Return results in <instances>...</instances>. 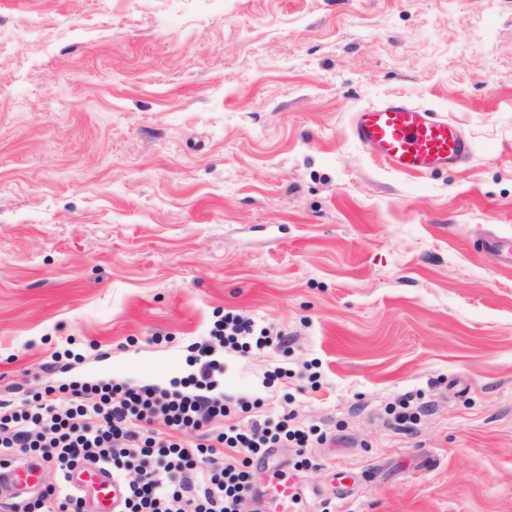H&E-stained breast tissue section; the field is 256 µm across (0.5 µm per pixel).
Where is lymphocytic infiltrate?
Wrapping results in <instances>:
<instances>
[{"label": "lymphocytic infiltrate", "mask_w": 512, "mask_h": 512, "mask_svg": "<svg viewBox=\"0 0 512 512\" xmlns=\"http://www.w3.org/2000/svg\"><path fill=\"white\" fill-rule=\"evenodd\" d=\"M267 330L253 320L226 313L200 344L193 391L155 390L148 386L93 384L75 386L67 403L55 399L21 405L0 403V468L21 456L36 455L57 473L70 474L85 461L110 467L123 482L122 512H266L264 495L250 479L253 464L266 463L273 448L295 450L299 464L314 439L296 424L293 414H252L245 425L218 429L230 413L222 396L208 393L215 369L214 342L241 353L252 337ZM162 418L163 429L152 428ZM197 442H187V435ZM7 512H85L81 496L57 484L45 485L34 498L6 505Z\"/></svg>", "instance_id": "obj_1"}]
</instances>
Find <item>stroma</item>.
Returning <instances> with one entry per match:
<instances>
[{"instance_id":"stroma-1","label":"stroma","mask_w":512,"mask_h":512,"mask_svg":"<svg viewBox=\"0 0 512 512\" xmlns=\"http://www.w3.org/2000/svg\"><path fill=\"white\" fill-rule=\"evenodd\" d=\"M472 142L417 177L352 112ZM512 0H0V401L170 389L216 348L230 405L328 441L304 512H512ZM427 403L412 428L401 399ZM356 142L391 168L422 175L471 156L470 141L443 115L402 99L368 105L354 113Z\"/></svg>"}]
</instances>
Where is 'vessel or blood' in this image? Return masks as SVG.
Here are the masks:
<instances>
[{
    "label": "vessel or blood",
    "instance_id": "b4317fda",
    "mask_svg": "<svg viewBox=\"0 0 512 512\" xmlns=\"http://www.w3.org/2000/svg\"><path fill=\"white\" fill-rule=\"evenodd\" d=\"M351 133L366 152L408 175L452 166L471 155L469 140L446 115L402 99L361 108L351 119ZM43 470L42 462L31 459L9 471L0 469V499L41 489ZM70 485L84 494L88 512H120L124 486L106 468L80 464L71 472ZM291 485L285 476L267 484L265 494L277 503L278 512H288Z\"/></svg>",
    "mask_w": 512,
    "mask_h": 512
}]
</instances>
